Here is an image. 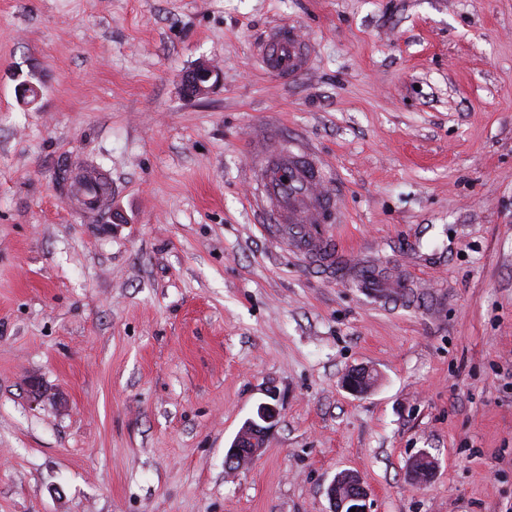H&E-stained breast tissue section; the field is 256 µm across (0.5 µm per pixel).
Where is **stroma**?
<instances>
[{
	"instance_id": "35a3bbf8",
	"label": "stroma",
	"mask_w": 512,
	"mask_h": 512,
	"mask_svg": "<svg viewBox=\"0 0 512 512\" xmlns=\"http://www.w3.org/2000/svg\"><path fill=\"white\" fill-rule=\"evenodd\" d=\"M283 24L311 50L288 80L255 57ZM263 127L319 151L337 239L404 296L261 230ZM73 159L112 176L98 220ZM344 470L370 512L512 507V0H0V512H330ZM213 76L217 78L216 70L212 69L207 64L199 65L186 76V87L189 88V93L199 95L207 91L209 88L207 84ZM369 369L363 366L349 369L342 379L343 387L352 394H364L371 390L366 384ZM267 396L269 400L258 404L253 417L247 419L227 449L225 458L237 465V470L256 459L264 447L267 435L278 423L281 414L279 397L273 390L268 391ZM435 468L436 461L427 451L423 450L412 460L409 478L417 484L425 485L433 476Z\"/></svg>"
}]
</instances>
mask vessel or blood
I'll return each mask as SVG.
<instances>
[{"mask_svg": "<svg viewBox=\"0 0 512 512\" xmlns=\"http://www.w3.org/2000/svg\"><path fill=\"white\" fill-rule=\"evenodd\" d=\"M259 59L268 74L290 78L307 69L311 57L298 27L288 24L270 30ZM250 152L258 167L254 205L266 219L264 232L306 260L335 264L338 248L331 223L340 220L342 210L325 184L315 151L266 137L253 139Z\"/></svg>", "mask_w": 512, "mask_h": 512, "instance_id": "1", "label": "vessel or blood"}]
</instances>
